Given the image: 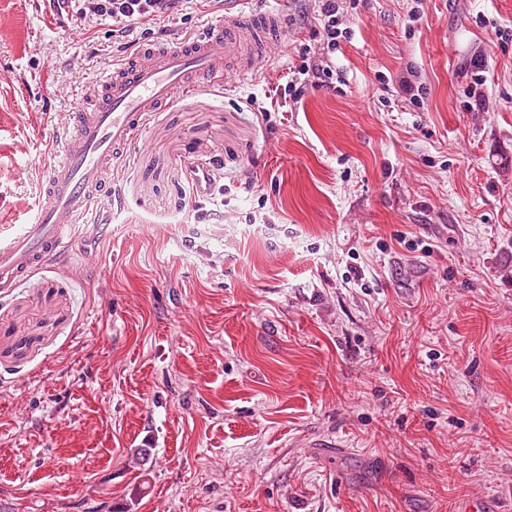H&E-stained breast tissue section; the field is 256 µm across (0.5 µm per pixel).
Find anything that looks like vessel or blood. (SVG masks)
Listing matches in <instances>:
<instances>
[{
    "label": "vessel or blood",
    "mask_w": 512,
    "mask_h": 512,
    "mask_svg": "<svg viewBox=\"0 0 512 512\" xmlns=\"http://www.w3.org/2000/svg\"><path fill=\"white\" fill-rule=\"evenodd\" d=\"M246 0H225L224 17L181 45L145 44L106 70L64 115L66 133L47 167L33 213L8 237L0 236V288H8L42 261L72 249L77 234L105 233L116 201L112 174L149 116L179 97L223 85L230 75L288 46L278 8L246 11ZM199 198L211 197L216 174L196 161Z\"/></svg>",
    "instance_id": "b4317fda"
}]
</instances>
